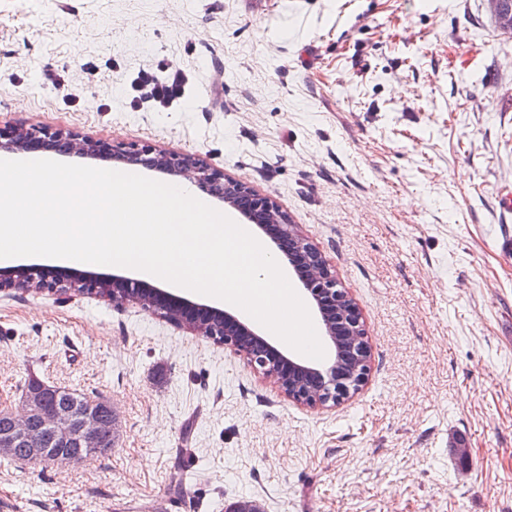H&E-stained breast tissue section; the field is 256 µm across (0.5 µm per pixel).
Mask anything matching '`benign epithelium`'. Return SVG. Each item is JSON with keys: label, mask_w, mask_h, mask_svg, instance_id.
Listing matches in <instances>:
<instances>
[{"label": "benign epithelium", "mask_w": 512, "mask_h": 512, "mask_svg": "<svg viewBox=\"0 0 512 512\" xmlns=\"http://www.w3.org/2000/svg\"><path fill=\"white\" fill-rule=\"evenodd\" d=\"M500 30L512 33V0H486ZM0 152L61 153L120 161L188 179L225 206L248 218L261 212L259 230L283 249L285 260L298 274L303 290L319 317L330 357L321 363L300 360L280 348L264 329L237 312L192 300L175 288L157 287L123 274L101 276L89 271L40 264L0 269V288L22 292L85 294L109 292L114 304L135 303L154 315L244 356L257 373L271 381L291 402L308 407H334L356 394L369 373L370 351L362 315L316 246L291 223L288 213L244 182L230 178L193 154L158 150L147 143L94 140L77 132L48 127L0 126ZM61 392L41 381L32 383L20 410L7 411L0 423V455L24 446L32 460L66 465L85 455L107 454L106 438H113L120 418L112 405L98 412L74 407L45 408V398Z\"/></svg>", "instance_id": "1"}]
</instances>
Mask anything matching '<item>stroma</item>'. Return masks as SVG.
Listing matches in <instances>:
<instances>
[{
	"instance_id": "obj_1",
	"label": "stroma",
	"mask_w": 512,
	"mask_h": 512,
	"mask_svg": "<svg viewBox=\"0 0 512 512\" xmlns=\"http://www.w3.org/2000/svg\"><path fill=\"white\" fill-rule=\"evenodd\" d=\"M167 67L182 102L135 106L137 73ZM0 125L246 182L371 349L361 390L312 408L140 305L0 289V409L36 377L121 420L109 454L0 461V512H512V37L485 0H0Z\"/></svg>"
}]
</instances>
